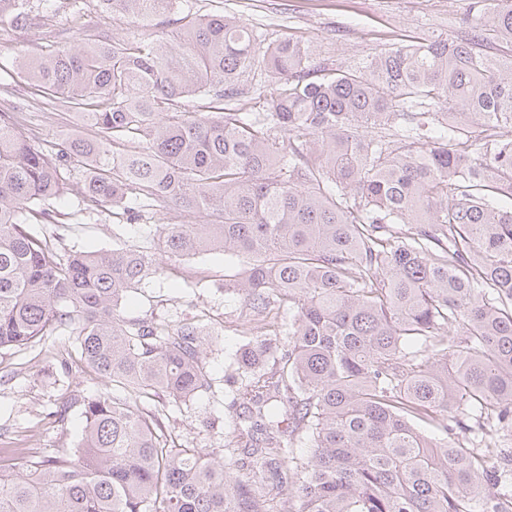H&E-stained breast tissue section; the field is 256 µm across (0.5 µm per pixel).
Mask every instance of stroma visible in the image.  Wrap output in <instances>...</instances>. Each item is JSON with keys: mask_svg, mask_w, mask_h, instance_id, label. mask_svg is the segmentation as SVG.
Returning <instances> with one entry per match:
<instances>
[{"mask_svg": "<svg viewBox=\"0 0 512 512\" xmlns=\"http://www.w3.org/2000/svg\"><path fill=\"white\" fill-rule=\"evenodd\" d=\"M200 12L217 9L238 15L259 35L257 53L285 35L308 38L317 64L346 68L375 52L411 37L463 36L464 18L472 0H189ZM64 23L0 29V63L17 49L38 56L41 49L67 39ZM270 79L254 69L242 78L233 109L262 113L268 109ZM15 91L25 105V124L35 146L44 148L73 125L64 112L50 111L42 96L24 82ZM55 210L70 214L66 224H39L38 234L61 238L65 250L109 249L127 242L157 251L156 227L187 224L190 216L174 207L142 211L137 223L108 210H79L69 195L55 201ZM237 258L220 253L200 254L164 263L161 275L139 288L125 313L147 316L169 326L194 325L203 332V356L215 380L211 392L190 404L172 405L156 395L152 405L162 409L175 443L193 448H227L233 439L232 417L237 409L233 364L237 348L250 338L252 324L243 298L224 291V277ZM106 387L78 360L70 336L58 334L20 350L0 352V448L15 449L0 465L22 466L19 449L44 455L74 447L80 433L78 409L58 417L57 409L76 394H100Z\"/></svg>", "mask_w": 512, "mask_h": 512, "instance_id": "1", "label": "stroma"}]
</instances>
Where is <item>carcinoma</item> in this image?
<instances>
[{"mask_svg":"<svg viewBox=\"0 0 512 512\" xmlns=\"http://www.w3.org/2000/svg\"><path fill=\"white\" fill-rule=\"evenodd\" d=\"M92 11L156 30L107 37ZM62 17L74 38L0 64V351L64 332L112 391L58 412L80 408L76 447L0 469V512H279L290 488L297 512H512V448L465 423L512 429V55L491 52L512 0L346 69L288 36L259 61L241 18L184 0H0V27ZM258 63L269 112L224 107ZM14 72L78 129L35 148L4 107ZM188 98L210 111H175ZM70 191L212 221L164 225L157 253L66 254L29 224ZM217 250L267 327L235 357V461L176 446L146 406L211 388L201 331L123 313L162 258Z\"/></svg>","mask_w":512,"mask_h":512,"instance_id":"obj_1","label":"carcinoma"}]
</instances>
